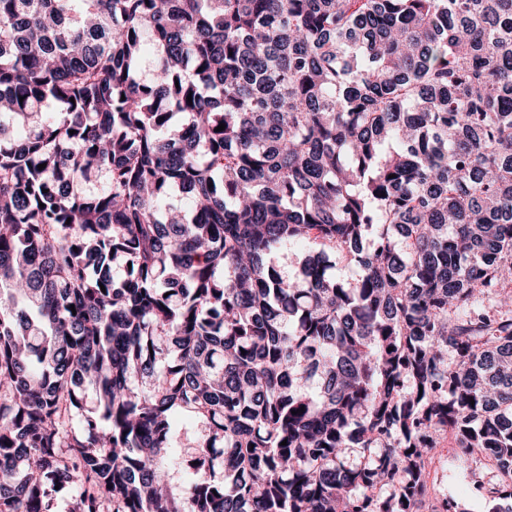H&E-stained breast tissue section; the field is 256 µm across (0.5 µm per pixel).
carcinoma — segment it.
I'll list each match as a JSON object with an SVG mask.
<instances>
[{"instance_id":"1","label":"carcinoma","mask_w":512,"mask_h":512,"mask_svg":"<svg viewBox=\"0 0 512 512\" xmlns=\"http://www.w3.org/2000/svg\"><path fill=\"white\" fill-rule=\"evenodd\" d=\"M1 107L0 512H512V0H0ZM462 448H457L455 439L447 435L440 440L433 451L434 462L430 468V498L428 510L437 508L444 495L451 496L466 512H482L484 502L474 487L470 471L456 467V460L463 456Z\"/></svg>"}]
</instances>
